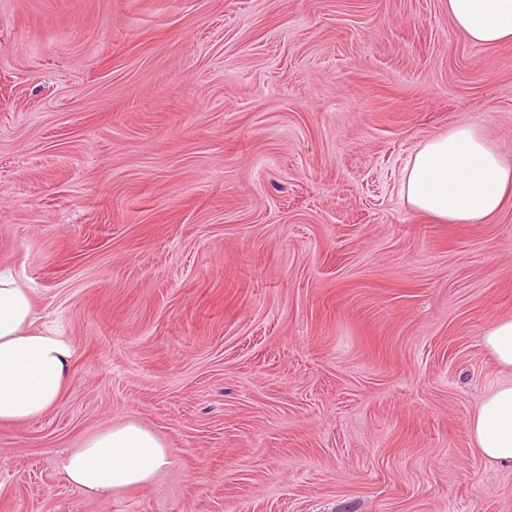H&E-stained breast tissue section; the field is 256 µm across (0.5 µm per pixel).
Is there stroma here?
Wrapping results in <instances>:
<instances>
[{
    "label": "stroma",
    "instance_id": "1",
    "mask_svg": "<svg viewBox=\"0 0 512 512\" xmlns=\"http://www.w3.org/2000/svg\"><path fill=\"white\" fill-rule=\"evenodd\" d=\"M459 124L512 163V43L448 0H0V272L72 356L0 422V512H512L467 428L512 380V203L401 195ZM127 421L168 466L71 486ZM483 344L501 368L512 371V319L496 321L483 336ZM168 464V450L156 434L125 422L88 439L64 459L62 469L77 489L107 494L145 485Z\"/></svg>",
    "mask_w": 512,
    "mask_h": 512
}]
</instances>
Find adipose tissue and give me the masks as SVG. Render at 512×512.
Masks as SVG:
<instances>
[{
	"label": "adipose tissue",
	"instance_id": "1",
	"mask_svg": "<svg viewBox=\"0 0 512 512\" xmlns=\"http://www.w3.org/2000/svg\"><path fill=\"white\" fill-rule=\"evenodd\" d=\"M448 16L475 45L512 41V0H448ZM408 206L448 224H480L512 199V164L474 126L458 125L424 141L405 169ZM71 351L37 328L30 294L0 276V421L32 419L59 399L71 376ZM479 456L512 467V381L483 396L468 419ZM169 463L161 439L135 422L88 439L62 465L66 479L88 493L139 487Z\"/></svg>",
	"mask_w": 512,
	"mask_h": 512
}]
</instances>
